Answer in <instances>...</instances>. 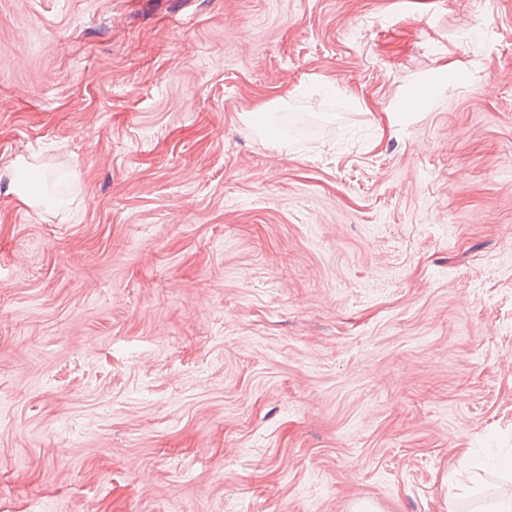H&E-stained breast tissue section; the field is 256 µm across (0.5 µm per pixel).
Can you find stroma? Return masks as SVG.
Masks as SVG:
<instances>
[{
	"label": "stroma",
	"mask_w": 512,
	"mask_h": 512,
	"mask_svg": "<svg viewBox=\"0 0 512 512\" xmlns=\"http://www.w3.org/2000/svg\"><path fill=\"white\" fill-rule=\"evenodd\" d=\"M510 499L512 0H0V512Z\"/></svg>",
	"instance_id": "obj_1"
}]
</instances>
